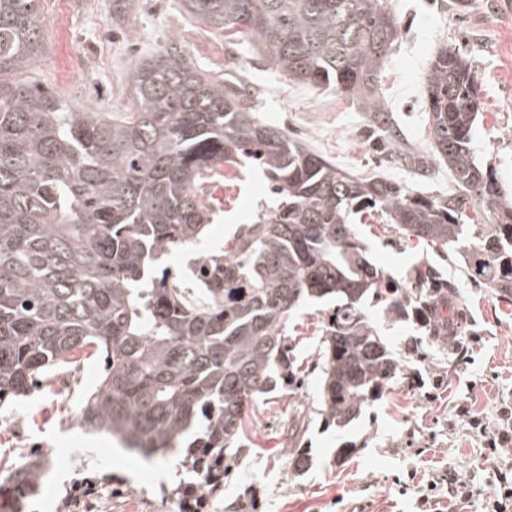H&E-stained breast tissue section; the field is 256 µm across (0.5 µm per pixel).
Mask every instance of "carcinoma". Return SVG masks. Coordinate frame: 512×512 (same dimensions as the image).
Segmentation results:
<instances>
[{
  "label": "carcinoma",
  "instance_id": "1",
  "mask_svg": "<svg viewBox=\"0 0 512 512\" xmlns=\"http://www.w3.org/2000/svg\"><path fill=\"white\" fill-rule=\"evenodd\" d=\"M41 0H0V401L26 397L81 359L103 372L80 410L87 430L109 433L145 457L183 453L195 481L170 495L183 512H254L244 494L224 500L230 472L249 456L248 408L294 387L286 330L306 300H334L320 346V416L344 429L403 373L363 303L422 336L456 331V284L432 264L399 287L376 268L355 217L383 223L461 258L475 282L512 298V195L472 147L484 102L469 60L437 50L424 92L432 157L463 195L430 199L378 174L336 167L306 143L261 121L249 95L177 51L139 60L131 112L73 110L58 94L11 82L33 66L44 30ZM201 24L249 41L288 78L333 85L369 112L389 142L401 135L379 103L399 19L385 0H182ZM263 169L274 206L257 209L228 248L205 249L175 273L164 256L204 238L206 186ZM494 210L474 222L471 203ZM296 474L306 448L286 454ZM45 468L31 459L3 480L29 512Z\"/></svg>",
  "mask_w": 512,
  "mask_h": 512
}]
</instances>
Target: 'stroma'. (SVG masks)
<instances>
[{
	"instance_id": "obj_1",
	"label": "stroma",
	"mask_w": 512,
	"mask_h": 512,
	"mask_svg": "<svg viewBox=\"0 0 512 512\" xmlns=\"http://www.w3.org/2000/svg\"><path fill=\"white\" fill-rule=\"evenodd\" d=\"M403 29L381 80L379 98L402 129L406 150L430 151L425 126L427 69L440 44L460 49L478 77L484 111L473 128L477 155L512 191V0H388ZM45 38L31 68L17 80L38 83L72 107L129 112L130 76L139 59L177 46L193 64L228 74L252 89L258 117L305 141L344 169L380 172L414 194H454L447 167L427 175L381 158L364 144L369 122L359 102L333 87L289 81L287 75L244 44L200 26L180 0H42ZM259 169L243 171L224 190V205L204 240L220 247L262 204L272 203ZM372 262L398 284L413 266L435 259V247L409 240L378 223L358 225ZM459 284L467 318L463 349L421 340L411 324L383 317L380 302L365 311L393 348L407 376L366 407L348 429L325 426L319 415L321 327L330 307L304 304L288 326V344L302 368L296 392L275 391L249 412L256 451L229 476L224 495L251 496L256 512H417L416 490L433 476L459 478L476 491L464 512H485L484 489L512 476V457L493 452L488 441L502 428V409L512 403V303L469 282L460 263H439ZM102 368L84 362L72 374L52 377L28 397L0 406V471L24 462L35 449L66 448L71 462L46 468L31 512H174L170 489L188 478L174 455L145 460L117 450L110 436L81 425L80 407L95 389ZM300 421L297 440L313 457L302 475L288 469L285 450L290 420ZM354 451L343 458L344 443ZM107 474L110 482L89 499L81 485ZM410 489L389 496L395 481Z\"/></svg>"
}]
</instances>
